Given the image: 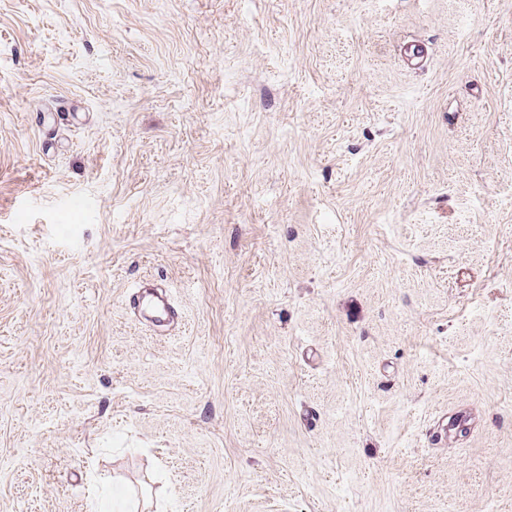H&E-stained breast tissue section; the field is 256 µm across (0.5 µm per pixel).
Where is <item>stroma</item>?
<instances>
[{"instance_id": "stroma-1", "label": "stroma", "mask_w": 512, "mask_h": 512, "mask_svg": "<svg viewBox=\"0 0 512 512\" xmlns=\"http://www.w3.org/2000/svg\"><path fill=\"white\" fill-rule=\"evenodd\" d=\"M0 512H512V0H0ZM157 284L150 281L143 283L133 294L134 305L139 316L147 322L167 325L177 322L179 310L171 303L166 294L161 292Z\"/></svg>"}]
</instances>
